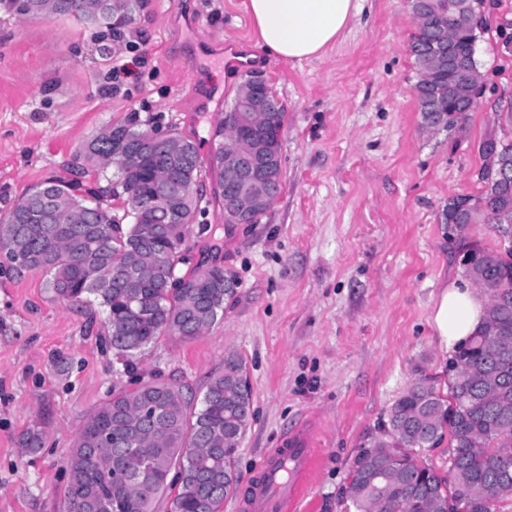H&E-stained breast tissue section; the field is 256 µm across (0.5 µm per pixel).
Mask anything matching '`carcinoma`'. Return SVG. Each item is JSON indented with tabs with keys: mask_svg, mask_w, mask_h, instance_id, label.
<instances>
[{
	"mask_svg": "<svg viewBox=\"0 0 512 512\" xmlns=\"http://www.w3.org/2000/svg\"><path fill=\"white\" fill-rule=\"evenodd\" d=\"M411 0L417 33L411 54L417 73V100L424 124L455 133L475 104L448 97L454 74L440 71L429 55L430 43L444 37L467 59L477 26L456 20L457 0ZM101 0H0V14L26 19L71 18L97 29V52L106 60L112 41L146 9L133 0L132 14L105 13ZM284 110L230 129L224 120L210 128L215 150L209 156L213 194L224 199L229 186L217 154L263 140L275 150ZM159 126L155 116L133 112L107 124L90 140L92 148L75 155L77 168L95 171L106 185L86 188L64 174H52L14 200L0 217V258L22 278L38 270L46 287L62 303L95 302L107 315L106 343L124 370L161 335L192 339L224 315V301L237 288L221 266L191 265L183 249L198 209L195 193L203 159L199 145L174 133L179 149L146 141ZM125 141L131 161L112 157ZM512 143L490 139L480 173L478 195L448 198L444 220L459 225L462 273L487 295L485 322L459 349L448 396L425 378L413 382L391 405L376 436L360 448L347 497L355 512H498L512 503V348L499 347L500 332L512 333V249L504 254L469 241L472 224H491L503 236L512 233V188L498 181V156ZM125 198L119 215L104 198ZM251 392L243 363L226 360L224 372L210 378L200 402L191 391L167 381L119 388L86 419L67 461L68 507L73 512H154V504L172 495V512H222L224 498L236 490V454L246 432ZM448 439V470L423 460L426 451ZM34 426L20 444L27 453L42 447ZM389 451L394 471L376 480L380 496L368 489L380 453ZM176 480L168 481L171 471Z\"/></svg>",
	"mask_w": 512,
	"mask_h": 512,
	"instance_id": "obj_1",
	"label": "carcinoma"
}]
</instances>
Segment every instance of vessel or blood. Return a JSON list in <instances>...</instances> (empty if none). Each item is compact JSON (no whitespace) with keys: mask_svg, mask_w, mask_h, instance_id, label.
I'll use <instances>...</instances> for the list:
<instances>
[{"mask_svg":"<svg viewBox=\"0 0 512 512\" xmlns=\"http://www.w3.org/2000/svg\"><path fill=\"white\" fill-rule=\"evenodd\" d=\"M316 438L312 430H293L281 447L271 449L272 464L246 502L248 512H289L302 481L314 463Z\"/></svg>","mask_w":512,"mask_h":512,"instance_id":"b4317fda","label":"vessel or blood"}]
</instances>
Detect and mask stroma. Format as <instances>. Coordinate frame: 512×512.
<instances>
[{"label":"stroma","instance_id":"35a3bbf8","mask_svg":"<svg viewBox=\"0 0 512 512\" xmlns=\"http://www.w3.org/2000/svg\"><path fill=\"white\" fill-rule=\"evenodd\" d=\"M246 2L151 0L106 60L76 21L0 16V216L130 113L161 115L206 158L245 79L263 78L285 110L282 189L258 223L224 224L199 177L197 221L211 231L184 246L239 283L203 335L161 336L128 374L102 344V307L60 303L41 272L0 271V512H66L74 437L112 390L158 379L201 392L231 356L251 415L224 512H245L269 450L314 412L318 463L293 512H349L354 459L393 401L424 377L448 392L429 321L462 266L443 209L481 193L482 143L512 140V0H482L483 91L453 135L421 121L409 0H363L336 44L299 64L259 48ZM136 55L135 76L113 84ZM37 423L44 446L30 455L19 436Z\"/></svg>","mask_w":512,"mask_h":512}]
</instances>
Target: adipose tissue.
Listing matches in <instances>:
<instances>
[{
  "label": "adipose tissue",
  "mask_w": 512,
  "mask_h": 512,
  "mask_svg": "<svg viewBox=\"0 0 512 512\" xmlns=\"http://www.w3.org/2000/svg\"><path fill=\"white\" fill-rule=\"evenodd\" d=\"M360 0H248L259 46L274 57L303 61L323 54L359 13ZM486 295L453 279L437 296L430 324L443 354L467 343L485 316Z\"/></svg>",
  "instance_id": "1"
}]
</instances>
